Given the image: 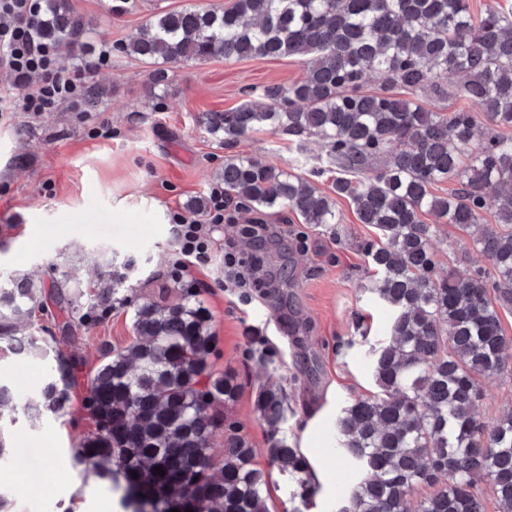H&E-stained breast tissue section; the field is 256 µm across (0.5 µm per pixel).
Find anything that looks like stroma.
<instances>
[{"label": "stroma", "mask_w": 512, "mask_h": 512, "mask_svg": "<svg viewBox=\"0 0 512 512\" xmlns=\"http://www.w3.org/2000/svg\"><path fill=\"white\" fill-rule=\"evenodd\" d=\"M228 2L128 0L127 11L113 15L112 0H70L96 35L93 56L77 50L67 62L96 87L101 103L89 112L64 103L0 118V272L21 270L48 282L67 271L86 282L92 277L88 256L105 250L135 298L175 288L171 214L209 195L224 163V147L200 123L201 113L240 105L248 87L301 80L305 67L293 57L180 62L168 65L165 86L155 88L153 65L120 46L156 14ZM105 49L111 57L103 65L97 54ZM102 122L109 125L104 136L94 132ZM235 150L333 191L334 174L318 172L324 150L317 139L301 149L289 136L259 131L241 138ZM336 208L343 218L337 237L289 211L258 215V222L279 231L264 248L277 280L252 289V301L221 288L223 250L195 273L218 336L214 367L233 373L240 385L228 414L253 443L262 469L267 433L254 402L265 370L248 354L246 339L265 337L280 351L275 374L287 394L285 429L308 456L319 485L309 512H335L337 499L358 478L336 456L334 423L342 406L373 392L368 350L386 336L391 316L367 291L373 271L360 244L375 239L373 228L359 222L349 199L337 198ZM433 248L443 274L487 264L469 236L449 224L441 225ZM132 311L129 305L115 308L90 331L67 329L65 349L95 364L100 343L130 342ZM50 368L46 358L22 362L0 352V383L22 398L38 390ZM82 431L66 417L33 424L19 414L0 424L6 443L0 493L9 501L7 512H62L68 502L75 512H123L112 490L72 469V444ZM52 463L64 470L63 480L47 477Z\"/></svg>", "instance_id": "obj_1"}]
</instances>
